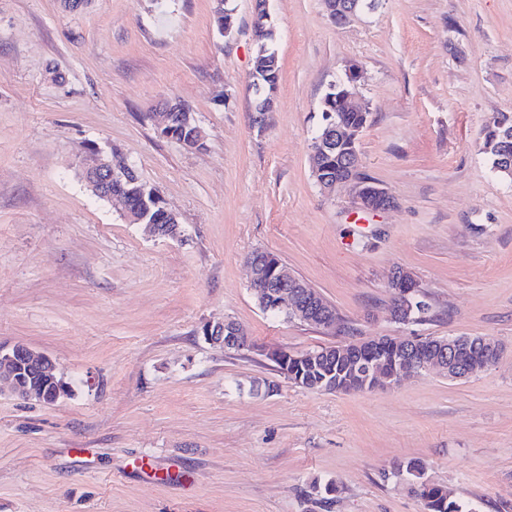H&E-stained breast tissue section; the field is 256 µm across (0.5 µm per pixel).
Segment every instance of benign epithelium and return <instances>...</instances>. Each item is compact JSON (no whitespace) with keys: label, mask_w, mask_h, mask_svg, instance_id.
Segmentation results:
<instances>
[{"label":"benign epithelium","mask_w":512,"mask_h":512,"mask_svg":"<svg viewBox=\"0 0 512 512\" xmlns=\"http://www.w3.org/2000/svg\"><path fill=\"white\" fill-rule=\"evenodd\" d=\"M323 5L329 19L338 26L348 24L359 12L355 0H323ZM159 123L162 125L177 122L183 128L191 130L188 141L184 145L189 148H200L204 144V130L195 122L191 113L181 102L166 100L159 107ZM341 135V130L331 124L327 125L323 135L313 141L310 162L313 166L320 189L330 194L339 186L353 181V177H338L336 179L323 176L319 162L326 153L329 145ZM90 187L93 194L103 195L108 183L118 177L121 166L118 160H103L94 157L90 161ZM362 206L369 211L388 209L394 198L383 187H377L368 193V197L360 199ZM250 269V284L257 293L259 302L266 303L275 300L274 308L284 311L297 321L308 323L334 335H346L336 315L329 310L328 304L315 291L299 283L288 268L280 261L268 267L247 262ZM277 279L288 285V288L275 290L271 288L272 279ZM389 287L393 291L392 316L401 323L411 321V313L418 307L419 300L425 298L417 291L418 284L412 274L402 268L392 272ZM208 340L224 349L243 350L249 347L247 337L238 323L226 319L217 325L208 326ZM468 337L454 336L437 339L438 350L431 355L421 354L424 344L431 341L429 337L399 336L396 343L401 345L402 355L393 367L372 356V351L382 346L384 340L378 336L358 337L351 335L344 343L332 346L336 358L347 362L348 366L359 371L361 383L359 390L373 391L390 387L411 375L437 370L450 380H461L477 371H485L499 359L501 346L491 336L482 337L483 355L477 361L463 362V353L468 348ZM268 357L280 362L284 357L291 358L299 366H311L316 363L317 354L308 351L285 354L279 349L267 352ZM56 366L53 360L24 344H16L10 348L0 346V393L8 391L11 394L27 399L35 396L49 404L47 391L38 385H21L24 379L36 377L57 380Z\"/></svg>","instance_id":"benign-epithelium-1"}]
</instances>
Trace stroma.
I'll return each instance as SVG.
<instances>
[{
	"label": "stroma",
	"mask_w": 512,
	"mask_h": 512,
	"mask_svg": "<svg viewBox=\"0 0 512 512\" xmlns=\"http://www.w3.org/2000/svg\"><path fill=\"white\" fill-rule=\"evenodd\" d=\"M0 0V344L52 357L73 389L0 395V512H427L395 462L476 512H512V185L479 151L512 112V0H379L350 24L321 0H269L277 105L250 108L253 0ZM371 123L361 171L394 197L322 193L309 153L351 64ZM185 103L201 149L157 137ZM117 151L178 216L147 237L81 178ZM276 253L363 336H492L497 364L376 391L316 392L266 349L340 336L265 313L246 258ZM409 271L420 322L392 321ZM232 319L252 344L203 334ZM336 493L326 494V483ZM358 179L362 181L364 184V187L366 188H374L376 187L375 182L371 181V179H368L366 177L359 176L360 174H356ZM377 188H374V191H371L370 193H367L368 197L366 198H360V194L362 192V185L361 184H355V193L360 200L362 206L369 211H380V210H386L388 209L394 202V198L392 195L388 192L387 189L380 187L377 184Z\"/></svg>",
	"instance_id": "stroma-1"
}]
</instances>
